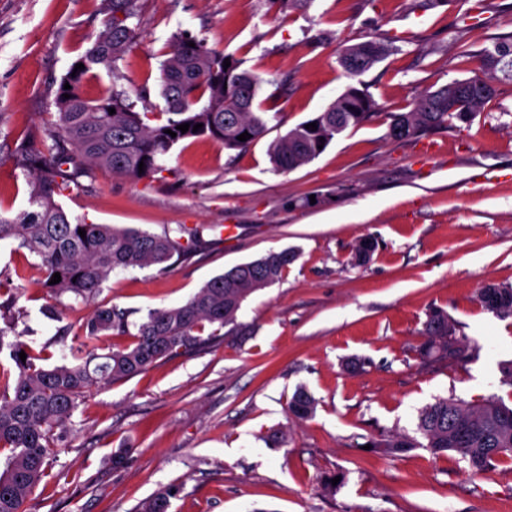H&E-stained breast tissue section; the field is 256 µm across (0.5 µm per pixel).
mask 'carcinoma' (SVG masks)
Instances as JSON below:
<instances>
[{
  "mask_svg": "<svg viewBox=\"0 0 512 512\" xmlns=\"http://www.w3.org/2000/svg\"><path fill=\"white\" fill-rule=\"evenodd\" d=\"M104 30L69 68L56 93L58 122L51 128L29 129L14 143L10 156L29 187L28 207L15 214H0V242L11 240L40 260L43 286L59 299L88 298L97 294L116 269L157 267L168 270L185 263L207 245L212 226L180 224L159 233L110 224L86 223L72 218L60 198L81 187L95 167L135 179L150 178L163 170V162L178 143L208 138L226 149H244L263 139L269 115L256 108L262 80L241 68V61L210 49L191 35L173 37L172 49L160 68L161 119L148 123V113L137 112L123 91L115 88L100 98H85L80 87L93 71L105 67L117 74V61L134 42L138 25L137 0H107ZM194 46H189V43ZM392 38L366 36L342 45L338 60L345 74L359 76L393 52ZM230 61L224 67V61ZM482 64L491 73L487 80L457 79L422 96L410 112L389 115L388 135L409 138L427 128H452L468 123L486 101L498 93V78L512 80V40L503 39L484 51ZM70 88H64V84ZM456 89L462 108L448 111V93ZM70 98H64V95ZM115 113H109V109ZM378 110L366 87L351 84L322 112L297 124L267 147L273 167L291 172L323 153L336 136L369 120ZM202 125L183 133L177 126ZM315 123L312 131L305 125ZM176 133L171 137L167 131ZM251 138L238 140L242 133ZM144 172H139V163ZM86 231L80 236L78 230ZM297 259L290 249L238 264L208 280L185 302L152 309L130 324L131 311L116 306L99 309L86 323L84 340L73 360L49 366L45 350L35 351L21 342L4 344L11 364L0 366V512H26L28 497L46 474L52 448L70 421L79 401L93 388L132 378L158 360L207 342L205 327L237 326L242 304L255 292L278 282ZM61 281L49 284L54 273ZM482 306L497 315H512V286L489 285L479 294ZM16 297L0 282V317L15 319ZM127 347L101 352L106 336L128 335ZM457 326L448 313L433 308L428 314L416 349L419 360L430 366L459 362L470 356V347L456 336ZM25 352L26 360L19 358ZM316 400L303 388L289 404V413L305 419L313 415ZM371 450L399 456L422 448L439 458L453 452L471 472L480 474L506 460L512 461V404L490 396L478 404L453 397H439L420 409L414 434L382 431L366 440ZM174 487H164L139 504L136 512H170Z\"/></svg>",
  "mask_w": 512,
  "mask_h": 512,
  "instance_id": "1",
  "label": "carcinoma"
}]
</instances>
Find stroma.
Returning <instances> with one entry per match:
<instances>
[{
	"label": "stroma",
	"instance_id": "35a3bbf8",
	"mask_svg": "<svg viewBox=\"0 0 512 512\" xmlns=\"http://www.w3.org/2000/svg\"><path fill=\"white\" fill-rule=\"evenodd\" d=\"M311 0L267 14L263 0H140L139 35L117 62L83 83L88 99L117 88L136 107L158 103L160 64L189 32L234 55L263 84L266 139L228 150L182 142L162 172L132 180L93 170L63 197L75 218L158 232L232 225L220 244L162 272L115 270L94 297L55 300L38 259L0 244V280L20 316L0 319L5 342L70 359L97 310L141 319L178 305L205 282L272 250L297 260L280 282L242 306L240 327L159 360L145 373L88 393L55 448L30 512H135L159 489L180 492L171 512H512V464L472 474L457 454L399 457L361 450V437L414 430L438 397L478 403L508 397L500 366L512 360V316L485 310L488 284L512 286V81L468 123L393 140L389 113L456 79L486 78L480 53L512 37V0ZM103 0H0V210L27 204L7 147L58 118L55 93L102 29ZM400 50L360 77L380 106L314 161L274 171L267 145L323 110L351 79L336 48L372 30ZM288 83L287 93L275 84ZM373 239L367 262L354 247ZM448 312L473 350L464 362L421 365L415 348L430 308ZM365 360L351 373L348 359ZM318 401L299 420L298 388ZM284 444L269 445L273 433ZM124 454L114 466L116 454ZM343 474L336 492L323 480Z\"/></svg>",
	"mask_w": 512,
	"mask_h": 512
}]
</instances>
